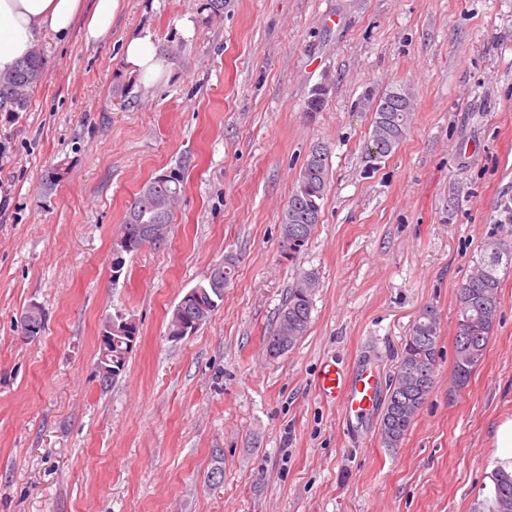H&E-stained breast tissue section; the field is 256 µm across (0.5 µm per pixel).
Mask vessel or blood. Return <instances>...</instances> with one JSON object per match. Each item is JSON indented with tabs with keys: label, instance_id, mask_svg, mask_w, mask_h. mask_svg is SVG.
<instances>
[{
	"label": "vessel or blood",
	"instance_id": "vessel-or-blood-1",
	"mask_svg": "<svg viewBox=\"0 0 512 512\" xmlns=\"http://www.w3.org/2000/svg\"><path fill=\"white\" fill-rule=\"evenodd\" d=\"M317 388L327 399H343L346 412L359 419L366 417L379 400L378 382L373 372L362 371L350 380L336 364L328 362L320 368Z\"/></svg>",
	"mask_w": 512,
	"mask_h": 512
}]
</instances>
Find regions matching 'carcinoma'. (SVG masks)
<instances>
[{"label":"carcinoma","mask_w":512,"mask_h":512,"mask_svg":"<svg viewBox=\"0 0 512 512\" xmlns=\"http://www.w3.org/2000/svg\"><path fill=\"white\" fill-rule=\"evenodd\" d=\"M45 76L43 54L36 50L11 74L0 75V103L11 104L18 110L27 107L32 89ZM327 100V89L315 87L307 101V111H320ZM413 110L412 94L403 89H391L376 104L372 134L366 147L370 162L379 161L394 153L403 140ZM328 147L313 145L302 164L295 187L281 214V256L294 260L306 250L311 235L321 217V205L326 195L329 172ZM185 191L184 178L171 170L148 180L127 209L120 233L134 235L141 224H163L171 228L176 205ZM512 270V246L491 237L485 241L471 273L461 284L456 296V336L454 364L457 386H464L473 369L482 360L500 312L499 273ZM316 274L305 271L288 288V296L278 311L273 331L265 337L266 354L276 359L292 350L305 336L311 322ZM196 288L209 295L208 314L223 306L224 296L215 291L212 277ZM47 315L40 308L21 316L23 331L28 325L44 328ZM439 318L436 310L426 307L412 324L401 343L398 365L383 400L378 432L387 448H396L409 430L418 411L435 384ZM132 350L121 338L112 337V366L116 370L99 378L106 388L112 385L127 368ZM490 512H512V476L497 474L493 479Z\"/></svg>","instance_id":"cac0c4a2"}]
</instances>
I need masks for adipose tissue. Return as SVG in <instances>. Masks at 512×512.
Segmentation results:
<instances>
[{
    "label": "adipose tissue",
    "mask_w": 512,
    "mask_h": 512,
    "mask_svg": "<svg viewBox=\"0 0 512 512\" xmlns=\"http://www.w3.org/2000/svg\"><path fill=\"white\" fill-rule=\"evenodd\" d=\"M121 0H0V75L10 73L41 37L66 38L81 30L86 44H95L112 30ZM124 60L146 84L160 77L156 46L150 35L135 34L122 45Z\"/></svg>",
    "instance_id": "obj_1"
}]
</instances>
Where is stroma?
<instances>
[{
    "mask_svg": "<svg viewBox=\"0 0 512 512\" xmlns=\"http://www.w3.org/2000/svg\"><path fill=\"white\" fill-rule=\"evenodd\" d=\"M121 4L96 44L77 29L40 41L47 75L28 108L0 105V512H488L489 429L512 417V271L461 388L455 298L489 237L512 244V0ZM145 31L162 66L151 87L121 51ZM324 82L322 111H307ZM392 88L416 109L371 168ZM319 142L328 190L290 261L281 213ZM173 168L186 189L167 246L114 275L127 208ZM228 257L223 306L171 340L183 293ZM304 271L318 278L310 327L270 359L264 339ZM33 302L48 319L31 340L20 317ZM428 306L435 386L385 448L377 415L348 421L315 377L333 360L386 385ZM119 311L140 335L105 390L97 336Z\"/></svg>",
    "mask_w": 512,
    "mask_h": 512,
    "instance_id": "1",
    "label": "stroma"
}]
</instances>
